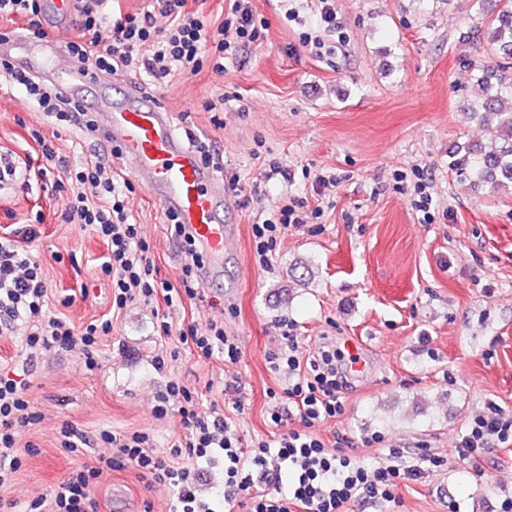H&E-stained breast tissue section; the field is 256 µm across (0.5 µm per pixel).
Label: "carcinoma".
Masks as SVG:
<instances>
[{
    "label": "carcinoma",
    "mask_w": 512,
    "mask_h": 512,
    "mask_svg": "<svg viewBox=\"0 0 512 512\" xmlns=\"http://www.w3.org/2000/svg\"><path fill=\"white\" fill-rule=\"evenodd\" d=\"M499 2L501 7L494 18L473 23L464 35L466 40L485 36L500 58L494 65L473 69L481 94L460 105V111L487 125L490 146L472 142L457 145L448 156V168L477 185L512 191V0Z\"/></svg>",
    "instance_id": "1"
}]
</instances>
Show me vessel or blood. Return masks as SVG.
Masks as SVG:
<instances>
[{"instance_id": "vessel-or-blood-1", "label": "vessel or blood", "mask_w": 512, "mask_h": 512, "mask_svg": "<svg viewBox=\"0 0 512 512\" xmlns=\"http://www.w3.org/2000/svg\"><path fill=\"white\" fill-rule=\"evenodd\" d=\"M56 29L57 36L48 41L12 33L7 43L26 55L33 73L46 75L99 116V144L120 147L128 169L193 233L209 257L199 275L201 284L223 288L224 263L234 258L238 236L237 225L226 221L231 208L227 182L177 135L170 112L156 95L84 70L68 52L65 24H57Z\"/></svg>"}]
</instances>
